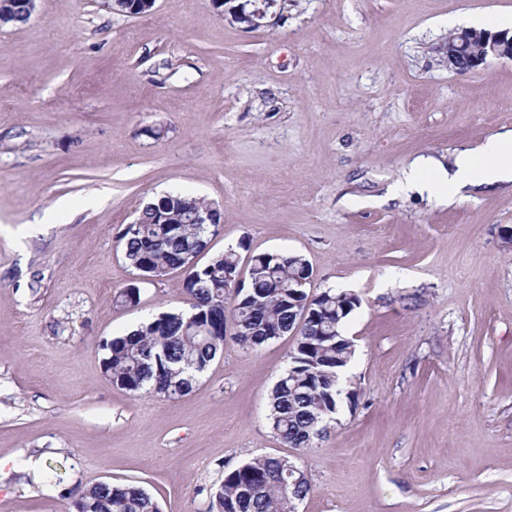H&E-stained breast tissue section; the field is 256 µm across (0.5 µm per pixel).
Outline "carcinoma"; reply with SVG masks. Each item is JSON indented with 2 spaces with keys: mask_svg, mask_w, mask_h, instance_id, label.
Returning <instances> with one entry per match:
<instances>
[{
  "mask_svg": "<svg viewBox=\"0 0 512 512\" xmlns=\"http://www.w3.org/2000/svg\"><path fill=\"white\" fill-rule=\"evenodd\" d=\"M215 204L181 193L147 202L120 235L124 263L136 272L148 267L162 279L179 270L188 251L200 248L218 229L196 223V216ZM239 253L230 248L196 268L185 270L184 293L189 311L165 313L104 345L103 368L112 384L133 394L177 398L191 392L231 335L255 348L288 332L295 318L293 300L298 255L259 253L247 288H227ZM358 296L329 289L317 305L321 313L297 335L287 371L269 397L268 420L273 434L291 448H307L320 435L327 413L336 412L346 389L336 380L352 363L341 328L357 308ZM282 456H260L224 471L210 491L208 512H295L310 491L308 483L288 484ZM75 512H160L158 501L134 484L98 481L79 490Z\"/></svg>",
  "mask_w": 512,
  "mask_h": 512,
  "instance_id": "carcinoma-1",
  "label": "carcinoma"
}]
</instances>
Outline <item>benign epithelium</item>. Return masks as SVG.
<instances>
[{
    "label": "benign epithelium",
    "mask_w": 512,
    "mask_h": 512,
    "mask_svg": "<svg viewBox=\"0 0 512 512\" xmlns=\"http://www.w3.org/2000/svg\"><path fill=\"white\" fill-rule=\"evenodd\" d=\"M253 10L244 15L249 27L253 29L271 26L275 23L280 12L274 10L277 6L275 0H248ZM155 0H103V7L114 13L128 16H146L151 14ZM481 44L485 52L476 53L472 46ZM448 69L457 73H469L488 63L493 59L512 60V35L508 33L462 30L454 38L448 40L446 54ZM300 317L293 324L288 325V331L297 334L304 323L318 318V312L312 308L311 300L301 303Z\"/></svg>",
    "instance_id": "7a95c632"
}]
</instances>
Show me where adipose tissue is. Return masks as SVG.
<instances>
[{"label": "adipose tissue", "mask_w": 512, "mask_h": 512, "mask_svg": "<svg viewBox=\"0 0 512 512\" xmlns=\"http://www.w3.org/2000/svg\"><path fill=\"white\" fill-rule=\"evenodd\" d=\"M502 181H512V130L459 152L449 169L430 158L416 160L404 177V186L451 200L461 196L466 187Z\"/></svg>", "instance_id": "1"}]
</instances>
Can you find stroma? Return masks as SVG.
<instances>
[{"label": "stroma", "mask_w": 512, "mask_h": 512, "mask_svg": "<svg viewBox=\"0 0 512 512\" xmlns=\"http://www.w3.org/2000/svg\"><path fill=\"white\" fill-rule=\"evenodd\" d=\"M240 2L36 0L0 27V512H74L103 480L207 512L260 455L305 472L297 512H512V184L397 191L415 157L512 130V60L443 63L444 18L512 0H288L259 29ZM168 192L221 209L210 253H297L309 295L359 297L355 397L311 447L267 421L292 334L226 338L175 399L106 376L104 341L185 306L181 273L138 279L119 248ZM155 2V0H104L102 5L113 13L142 17L151 14ZM139 10L140 12L136 13Z\"/></svg>", "instance_id": "1"}]
</instances>
